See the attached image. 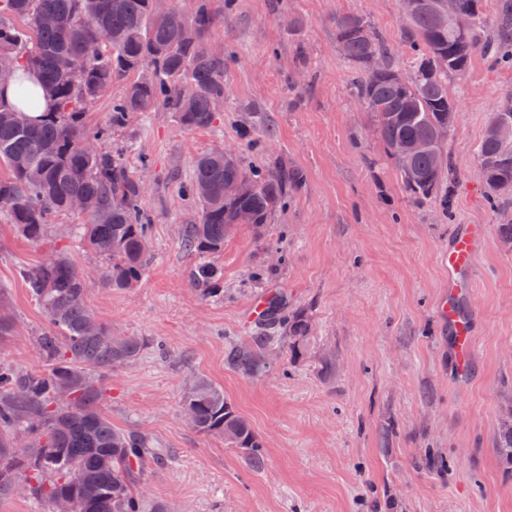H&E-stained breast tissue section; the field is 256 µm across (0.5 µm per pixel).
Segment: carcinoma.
Returning <instances> with one entry per match:
<instances>
[{"label": "carcinoma", "instance_id": "obj_1", "mask_svg": "<svg viewBox=\"0 0 512 512\" xmlns=\"http://www.w3.org/2000/svg\"><path fill=\"white\" fill-rule=\"evenodd\" d=\"M502 2V20L490 26L481 0H421L404 30L412 51L409 77L367 19L336 16V43L359 74L352 95L373 112L386 154L417 201L448 204L454 166L446 144L456 112L448 78L464 74L477 55L512 45V0ZM462 14L471 16L463 33L454 24ZM219 21L208 0H197L189 19L177 10L155 13L153 0H0V67L26 68L51 103L42 120L0 104V115H8L0 119V165L8 168L0 176V214L38 242L57 216L70 212L72 198L94 201L96 210L87 223L74 225L73 237L107 260L97 275L109 287H135L151 261L146 187L124 149H109L106 142L133 114L159 108L175 113L185 130L214 127V102L224 98V57L210 53L208 34ZM187 22L197 31L191 43L180 36ZM377 58L383 67H374ZM114 83L123 91L112 100L109 124L88 125L85 114ZM432 137L435 147L412 160L410 175L392 145ZM480 157L489 203L497 206L508 199L499 184L512 183V99L492 114ZM238 176L250 179L255 191L224 198V182ZM305 179L301 168L279 156H267L260 170L238 158L226 161L217 150L197 157L181 193L199 205V214L184 226L181 244L195 258L190 281L202 297L223 293L224 272L213 258L240 214L248 213L254 232L263 235L271 213ZM19 275L44 312L37 345L45 364L39 372L0 365V501L15 497V484L23 482L26 496L46 503V512H55L58 500L69 502L71 512H169L166 503L147 505L139 495L150 465L168 458L169 449L138 429L112 427L101 410L106 374L135 364L146 341L112 335L87 305L88 273L67 251L22 266ZM256 323L249 341L227 353L242 374L258 368L273 341L298 356L311 330L305 310L288 307L282 294L270 297ZM182 409L190 410L195 431L248 450L253 464L261 465V442L221 387L197 380ZM500 452L512 459L509 418L502 423Z\"/></svg>", "mask_w": 512, "mask_h": 512}]
</instances>
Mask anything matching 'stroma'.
Instances as JSON below:
<instances>
[{"instance_id": "stroma-1", "label": "stroma", "mask_w": 512, "mask_h": 512, "mask_svg": "<svg viewBox=\"0 0 512 512\" xmlns=\"http://www.w3.org/2000/svg\"><path fill=\"white\" fill-rule=\"evenodd\" d=\"M224 19L209 33L230 57L224 110L214 127L184 130L174 113L135 115L118 139L139 168L148 159L146 208L152 259L142 282L116 290L91 281L87 303L123 336L148 345L135 366L112 370L103 408L117 428H139L171 452L140 489L171 512H512V460L501 455L502 417L512 412V244L500 237L477 176L478 147L512 66L476 57L448 88L461 120L448 139L457 170L451 211L404 189L366 107L350 89L355 69L336 44L334 18L352 13L385 38L398 66L408 51L397 0H211ZM306 174L264 238L238 225L216 262L224 296L202 298L181 246L194 203L179 186L203 152L234 145L244 165H263L252 143ZM81 214L57 217L44 239H25L0 216V288L14 319L0 363L36 371L45 319L20 267L53 250L90 271L99 258L71 244ZM485 225L467 306L478 324L471 375L457 379L448 329L436 306L448 287L452 237ZM278 263L274 275L256 270ZM283 294L308 312L306 352L279 343L254 375L231 368V346L253 332L249 309ZM224 390L263 445L253 467L223 438L193 430L182 400L196 379Z\"/></svg>"}]
</instances>
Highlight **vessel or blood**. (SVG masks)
I'll return each mask as SVG.
<instances>
[{
	"instance_id": "obj_1",
	"label": "vessel or blood",
	"mask_w": 512,
	"mask_h": 512,
	"mask_svg": "<svg viewBox=\"0 0 512 512\" xmlns=\"http://www.w3.org/2000/svg\"><path fill=\"white\" fill-rule=\"evenodd\" d=\"M485 241V227L471 225L466 233L457 237L448 250V295L441 303L440 311L451 328L456 342L455 356L460 372H467L473 349V321L462 314L456 300L465 292L472 279L477 255Z\"/></svg>"
}]
</instances>
